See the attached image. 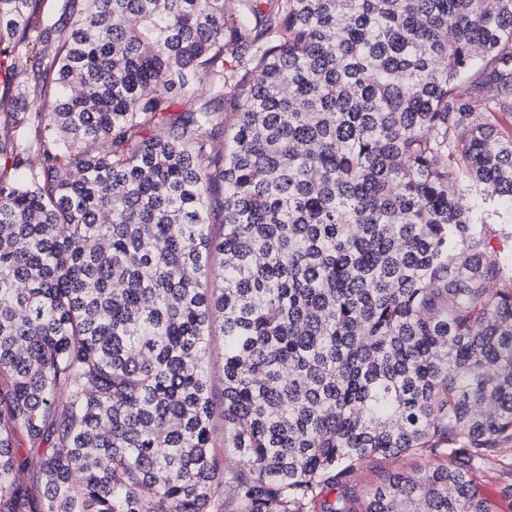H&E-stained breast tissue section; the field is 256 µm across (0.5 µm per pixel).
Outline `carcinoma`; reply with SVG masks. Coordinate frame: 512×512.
Wrapping results in <instances>:
<instances>
[{
	"mask_svg": "<svg viewBox=\"0 0 512 512\" xmlns=\"http://www.w3.org/2000/svg\"><path fill=\"white\" fill-rule=\"evenodd\" d=\"M280 2L0 0L35 102L0 139V512H353L402 454L426 464L360 512L512 493V259L456 192L512 201V0ZM197 86L234 122L207 100L157 133ZM207 359L212 397L215 404L213 417V440L219 456L224 455V468L234 469L239 465L238 458L229 448H223L224 444V417H223V393H224V336L220 323L213 324L211 336L207 343ZM422 461L408 455L389 457L387 459L368 460L357 473V484L360 489L369 491L380 482V474L387 475L397 472L409 473L421 466ZM480 487L491 512H512V495L505 491L503 483L486 477Z\"/></svg>",
	"mask_w": 512,
	"mask_h": 512,
	"instance_id": "obj_1",
	"label": "carcinoma"
}]
</instances>
